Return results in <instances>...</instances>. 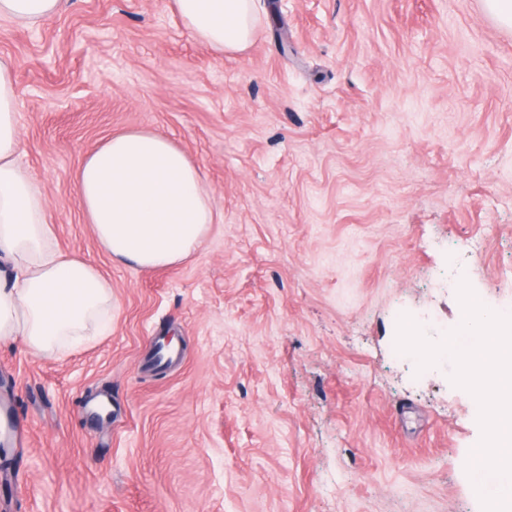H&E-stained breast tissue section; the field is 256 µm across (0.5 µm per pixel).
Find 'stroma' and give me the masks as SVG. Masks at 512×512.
<instances>
[{"instance_id":"35a3bbf8","label":"stroma","mask_w":512,"mask_h":512,"mask_svg":"<svg viewBox=\"0 0 512 512\" xmlns=\"http://www.w3.org/2000/svg\"><path fill=\"white\" fill-rule=\"evenodd\" d=\"M256 9L224 58L169 0L0 21L19 164L115 301L62 354L0 347V512H482L475 398L395 339L426 310L430 339L455 329L463 279L512 312V28L483 0ZM138 128L201 167L218 215L173 266L114 264L80 212L82 160ZM172 335L178 360L153 366Z\"/></svg>"}]
</instances>
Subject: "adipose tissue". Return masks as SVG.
<instances>
[{"label": "adipose tissue", "instance_id": "1", "mask_svg": "<svg viewBox=\"0 0 512 512\" xmlns=\"http://www.w3.org/2000/svg\"><path fill=\"white\" fill-rule=\"evenodd\" d=\"M192 36L216 55L246 50L254 0H170ZM61 0H0V20L34 24ZM12 67L0 58V342L36 355L63 352L112 312V287L89 262L60 252L41 188L16 163L22 148ZM79 207L113 263L167 267L190 256L215 222L197 163L151 129L113 133L75 176Z\"/></svg>", "mask_w": 512, "mask_h": 512}]
</instances>
